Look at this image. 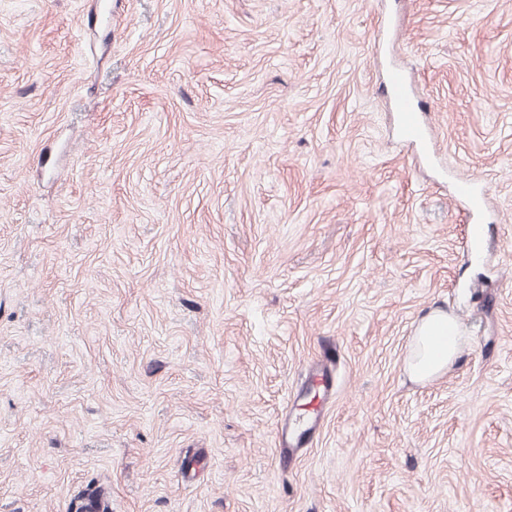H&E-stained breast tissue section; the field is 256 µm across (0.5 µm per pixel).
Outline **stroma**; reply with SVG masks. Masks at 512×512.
<instances>
[{"instance_id": "stroma-1", "label": "stroma", "mask_w": 512, "mask_h": 512, "mask_svg": "<svg viewBox=\"0 0 512 512\" xmlns=\"http://www.w3.org/2000/svg\"><path fill=\"white\" fill-rule=\"evenodd\" d=\"M433 306L462 349L418 382ZM98 483L111 512H512V0H0V512ZM390 83L401 136L409 141L428 142L430 139L424 130L420 111L400 71L390 75ZM477 184L478 181L475 178H462L456 186V198L464 201L470 212L472 224L470 245L472 248L479 247L483 240L481 227L483 205Z\"/></svg>"}]
</instances>
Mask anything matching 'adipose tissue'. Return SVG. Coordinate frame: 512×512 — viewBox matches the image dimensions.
Listing matches in <instances>:
<instances>
[{
  "instance_id": "obj_1",
  "label": "adipose tissue",
  "mask_w": 512,
  "mask_h": 512,
  "mask_svg": "<svg viewBox=\"0 0 512 512\" xmlns=\"http://www.w3.org/2000/svg\"><path fill=\"white\" fill-rule=\"evenodd\" d=\"M461 334L459 323L447 311L434 309L423 315L405 363L410 377L425 381L444 373L457 353Z\"/></svg>"
}]
</instances>
